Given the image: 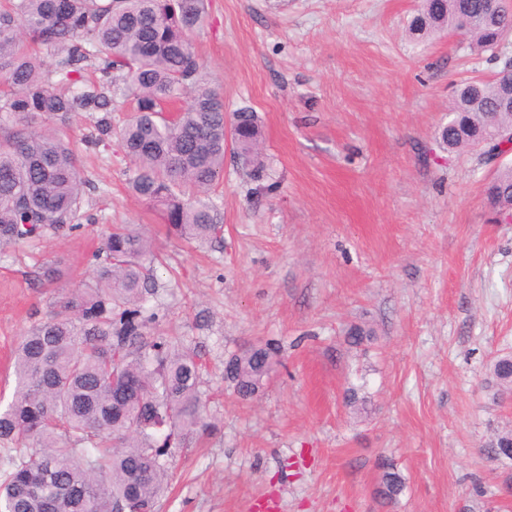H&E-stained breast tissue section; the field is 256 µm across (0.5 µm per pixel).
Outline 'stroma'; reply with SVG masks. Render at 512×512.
<instances>
[{
	"label": "stroma",
	"instance_id": "35a3bbf8",
	"mask_svg": "<svg viewBox=\"0 0 512 512\" xmlns=\"http://www.w3.org/2000/svg\"><path fill=\"white\" fill-rule=\"evenodd\" d=\"M421 5L210 0L194 44L225 110L257 112L263 179L226 152L223 236L197 246L128 192L117 145L85 152L94 223L0 249V399L102 232L138 224L156 332L201 349L212 425L172 449L159 512H512V462L481 452L512 429V396L485 387L512 351V223L490 220L493 166L438 142L455 88L496 64L445 32L411 39ZM355 325L373 338L350 346ZM266 340L282 363L242 399L224 365ZM384 462L406 482L393 502L376 494Z\"/></svg>",
	"mask_w": 512,
	"mask_h": 512
}]
</instances>
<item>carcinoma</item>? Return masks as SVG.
<instances>
[{"instance_id": "carcinoma-1", "label": "carcinoma", "mask_w": 512, "mask_h": 512, "mask_svg": "<svg viewBox=\"0 0 512 512\" xmlns=\"http://www.w3.org/2000/svg\"><path fill=\"white\" fill-rule=\"evenodd\" d=\"M208 0H3L0 3V246L74 232L91 222L89 180L56 122L84 112L96 149L115 141L132 164L128 189L156 208L187 242L222 237L213 188L224 176L226 137L260 180L261 121L206 85L193 35ZM466 26L490 57L512 31V10L490 0H426L409 22L413 38ZM50 51L42 64L22 49ZM92 67L97 78L85 80ZM497 80L461 83L439 133L450 151L472 148L486 129L512 136V112H497ZM133 102L112 123L120 100ZM497 204L512 198V163L485 187ZM151 239L136 224L116 226L93 253L94 275L34 324L14 355V388L0 409V512H155L168 484L170 449L207 428L200 385L202 351L148 332L154 314ZM273 342L232 355L224 378L249 398L277 363ZM493 396L512 394V354L490 367ZM512 460V430L482 445ZM379 495L392 502L405 480L383 465Z\"/></svg>"}]
</instances>
